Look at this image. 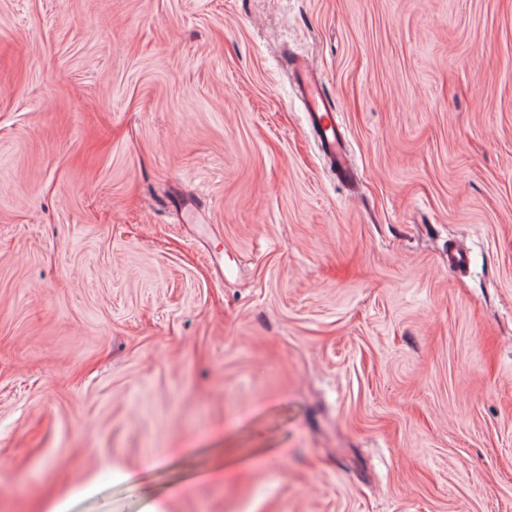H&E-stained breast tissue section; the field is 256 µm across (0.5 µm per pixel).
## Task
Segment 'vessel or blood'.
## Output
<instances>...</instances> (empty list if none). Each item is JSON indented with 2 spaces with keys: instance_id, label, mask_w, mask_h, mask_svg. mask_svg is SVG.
<instances>
[{
  "instance_id": "1",
  "label": "vessel or blood",
  "mask_w": 512,
  "mask_h": 512,
  "mask_svg": "<svg viewBox=\"0 0 512 512\" xmlns=\"http://www.w3.org/2000/svg\"><path fill=\"white\" fill-rule=\"evenodd\" d=\"M289 67L295 78L308 124L318 139L324 157L343 177H351L352 162L347 139L336 122L320 79L303 61H291Z\"/></svg>"
}]
</instances>
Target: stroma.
Wrapping results in <instances>:
<instances>
[{
    "label": "stroma",
    "mask_w": 512,
    "mask_h": 512,
    "mask_svg": "<svg viewBox=\"0 0 512 512\" xmlns=\"http://www.w3.org/2000/svg\"><path fill=\"white\" fill-rule=\"evenodd\" d=\"M0 512H512V0H0ZM289 67L295 78L298 96L304 105L308 124L318 139L324 157L344 178L349 179L353 164L347 139L336 123L334 111L320 79L301 60L291 61Z\"/></svg>",
    "instance_id": "1"
}]
</instances>
